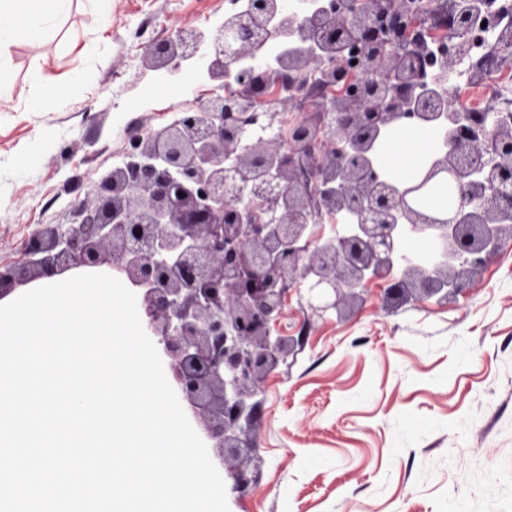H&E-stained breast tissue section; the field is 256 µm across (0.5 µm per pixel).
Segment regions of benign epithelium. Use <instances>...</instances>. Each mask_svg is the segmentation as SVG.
I'll list each match as a JSON object with an SVG mask.
<instances>
[{
	"instance_id": "benign-epithelium-1",
	"label": "benign epithelium",
	"mask_w": 512,
	"mask_h": 512,
	"mask_svg": "<svg viewBox=\"0 0 512 512\" xmlns=\"http://www.w3.org/2000/svg\"><path fill=\"white\" fill-rule=\"evenodd\" d=\"M249 3L214 32L178 29L148 53L173 74L198 64L215 82L210 96L135 139L122 164L91 181L70 223L36 229L25 265H0V300L75 270L107 272L136 290L143 329L221 465L251 430V399L293 354L297 339L274 334L291 285H305L314 313L341 311L372 283L389 300L414 291L446 303L512 241V120L433 112L418 94L432 88L452 101L448 77L469 54L467 40L428 75L417 67L424 41L390 48L410 34L416 0ZM279 16L307 45L288 60V76L318 71L324 87L351 83L346 94L317 96L315 117L294 124L265 55L282 35ZM241 60L243 92L226 97L229 68ZM403 119L439 133L406 182L381 160ZM443 179L458 191L454 211L421 209V196ZM322 213L350 224L323 240L314 233ZM410 236L425 239L427 252L406 253Z\"/></svg>"
}]
</instances>
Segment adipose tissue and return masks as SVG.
<instances>
[{"mask_svg":"<svg viewBox=\"0 0 512 512\" xmlns=\"http://www.w3.org/2000/svg\"><path fill=\"white\" fill-rule=\"evenodd\" d=\"M70 0H0V85L10 79V49L20 41L35 44L67 13ZM436 145L433 134L415 122L401 121L383 150L392 174L406 176L413 162Z\"/></svg>","mask_w":512,"mask_h":512,"instance_id":"ef3b65f1","label":"adipose tissue"}]
</instances>
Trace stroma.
<instances>
[{"label": "stroma", "instance_id": "obj_1", "mask_svg": "<svg viewBox=\"0 0 512 512\" xmlns=\"http://www.w3.org/2000/svg\"><path fill=\"white\" fill-rule=\"evenodd\" d=\"M227 0H112L107 16L73 0L56 31L10 49L0 107V264L22 265L41 224H66L88 179L130 139L172 122L212 84L192 64L179 96L150 45L177 27L210 31ZM40 72L44 109L27 88ZM303 345L258 395L254 483L229 512H512V243L456 298L385 300L372 286L316 316L291 294L280 322Z\"/></svg>", "mask_w": 512, "mask_h": 512}]
</instances>
